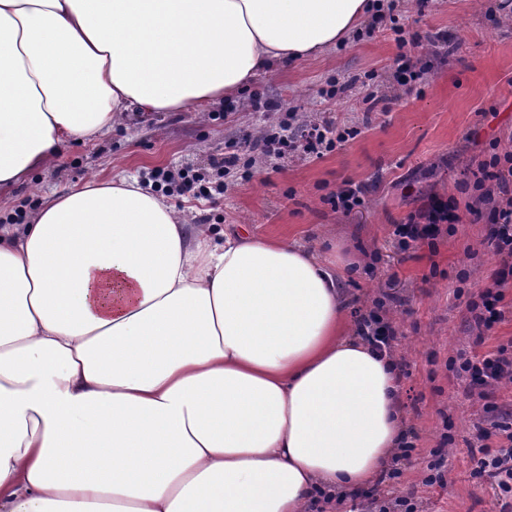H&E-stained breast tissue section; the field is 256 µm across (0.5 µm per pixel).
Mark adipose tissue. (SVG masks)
<instances>
[{
    "label": "adipose tissue",
    "mask_w": 512,
    "mask_h": 512,
    "mask_svg": "<svg viewBox=\"0 0 512 512\" xmlns=\"http://www.w3.org/2000/svg\"><path fill=\"white\" fill-rule=\"evenodd\" d=\"M378 0H0V192L133 112H202ZM336 258L189 229L137 178L0 225V512H308L402 441Z\"/></svg>",
    "instance_id": "ef3b65f1"
}]
</instances>
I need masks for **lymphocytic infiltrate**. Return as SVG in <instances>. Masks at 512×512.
<instances>
[{
    "instance_id": "f902f5d3",
    "label": "lymphocytic infiltrate",
    "mask_w": 512,
    "mask_h": 512,
    "mask_svg": "<svg viewBox=\"0 0 512 512\" xmlns=\"http://www.w3.org/2000/svg\"><path fill=\"white\" fill-rule=\"evenodd\" d=\"M358 133V128H342L326 118L302 124L292 112L287 121L280 123L278 132L265 134L258 140L244 135L241 148L225 153L223 164L228 171L240 166L252 169L253 162L248 155L257 149L263 154L280 157L300 150L319 158L343 146ZM489 148L488 158L477 163L473 182L465 181L460 185L461 190L476 191V204L470 212L476 219L492 224L488 244L499 258L491 286L468 304L471 321L487 331L505 318L503 290L512 280V150L502 147L496 138L490 140ZM454 208L453 202L428 195L424 203L408 215L405 223L396 225L394 234L399 250L405 252L422 244L436 249L442 226ZM357 330L374 350L391 354L397 332L383 300H376L373 309L358 318ZM459 369L468 378L471 390L483 400L485 411L494 416L490 428L481 430L478 435L480 455L474 460L472 475L479 480L493 481L501 495L512 494V409L495 400L497 386L505 381L512 382V350L502 346L493 352L472 354L462 358ZM494 436L504 437L505 445L490 448L487 441Z\"/></svg>"
}]
</instances>
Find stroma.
<instances>
[{
    "mask_svg": "<svg viewBox=\"0 0 512 512\" xmlns=\"http://www.w3.org/2000/svg\"><path fill=\"white\" fill-rule=\"evenodd\" d=\"M397 5L398 24L383 21L372 36L260 75L250 91L273 102L274 110H230L221 102L203 114L143 113L94 142L62 147L55 166L0 200V220L19 206L34 212L44 197L95 176L134 174L146 181L163 168L214 171L244 132L261 136L291 108L305 116L329 113L340 125L370 119L369 129L323 158L261 157L251 178H227L216 200L174 197L170 203L190 224H241L267 238L336 251L351 266L343 286L354 313L369 311L385 293L396 295L388 317L398 333L393 355L404 365L403 410L416 433L415 450L399 461L398 482L349 496L348 504L370 512L373 501L409 495L416 512H500L491 485L471 475L477 433L489 418L449 363L462 351L512 344L511 317L480 343L465 326L468 302L490 286L498 258L486 242V221H473L467 212L472 195L459 189L471 160L483 159L491 134L512 135V9L500 8L499 0ZM398 25L434 40L431 73L408 90L391 78L399 63ZM332 81L353 87L332 100L322 97ZM370 91L388 96V112H368L364 97ZM347 180L370 190L364 207L346 216L327 198ZM429 193L455 199L460 221L437 250L423 245L400 252L394 227ZM376 251L383 259L374 264ZM354 313L348 326L356 324ZM439 448L447 459L446 482L431 485L427 466Z\"/></svg>",
    "mask_w": 512,
    "mask_h": 512,
    "instance_id": "obj_1",
    "label": "stroma"
}]
</instances>
